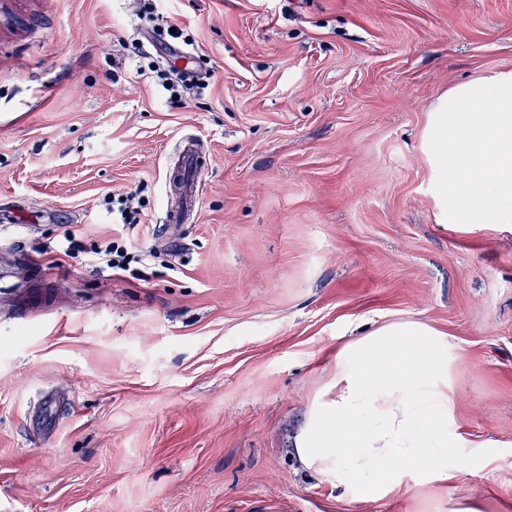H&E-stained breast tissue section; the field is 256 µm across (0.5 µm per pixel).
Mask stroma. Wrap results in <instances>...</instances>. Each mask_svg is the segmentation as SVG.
Returning a JSON list of instances; mask_svg holds the SVG:
<instances>
[{
    "mask_svg": "<svg viewBox=\"0 0 512 512\" xmlns=\"http://www.w3.org/2000/svg\"><path fill=\"white\" fill-rule=\"evenodd\" d=\"M211 73L182 104L137 43L166 21ZM512 73V0H0V512H512V224H454L438 98ZM193 149L196 223L158 235ZM141 200L113 223L105 197ZM141 281L49 266L66 225ZM397 320L448 334L447 483L353 503L293 437L336 351Z\"/></svg>",
    "mask_w": 512,
    "mask_h": 512,
    "instance_id": "1",
    "label": "stroma"
}]
</instances>
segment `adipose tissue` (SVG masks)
I'll return each instance as SVG.
<instances>
[{"instance_id":"1","label":"adipose tissue","mask_w":512,"mask_h":512,"mask_svg":"<svg viewBox=\"0 0 512 512\" xmlns=\"http://www.w3.org/2000/svg\"><path fill=\"white\" fill-rule=\"evenodd\" d=\"M454 368L447 335L419 321L343 344L294 439L300 463L351 502L389 497L414 472L447 481L459 442Z\"/></svg>"}]
</instances>
